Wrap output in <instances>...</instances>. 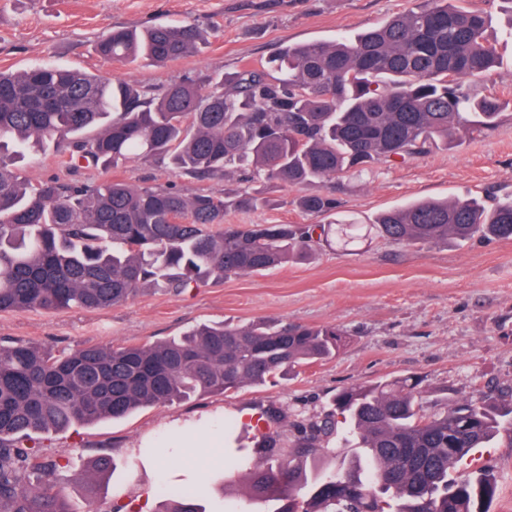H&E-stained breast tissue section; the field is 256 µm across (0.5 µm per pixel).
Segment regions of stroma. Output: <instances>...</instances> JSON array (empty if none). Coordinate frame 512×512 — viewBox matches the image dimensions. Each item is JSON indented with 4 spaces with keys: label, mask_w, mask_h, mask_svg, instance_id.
Listing matches in <instances>:
<instances>
[{
    "label": "stroma",
    "mask_w": 512,
    "mask_h": 512,
    "mask_svg": "<svg viewBox=\"0 0 512 512\" xmlns=\"http://www.w3.org/2000/svg\"><path fill=\"white\" fill-rule=\"evenodd\" d=\"M419 0H0V70L51 64L78 68L100 78L144 88L186 76L232 74L274 55L281 46L329 42L337 35L377 27ZM483 10L500 64L491 87L508 99L496 128L462 134L458 144L423 154L404 165H376L317 184L340 206L335 214L303 212L299 189L246 181L228 171L196 178L151 160L73 168L63 152L48 147L19 162L34 181L121 180L134 186L175 187L185 196L224 198L228 224H327L351 219L370 224L388 209L424 199L477 197L486 203L512 195V0H457ZM184 23L203 40L196 53L163 65L140 60L113 63L94 49L118 28ZM261 197L251 211L231 208L242 190ZM255 320L333 324L347 341L339 355L301 369L274 386L245 387L151 407L124 418L105 419L37 435L42 447L65 452L66 491L73 512H110L114 503L133 512H157L158 482H188L183 466L162 463L146 477L142 449L168 442L173 421L195 427L220 448L278 446L293 439L296 418L319 419L333 410L337 391L356 384L412 377L429 409L462 399L512 405V239H473L461 244L396 245L374 238L352 250L322 244L304 261L263 273L224 278L180 294L149 289L101 310L0 312V341L74 351L87 345L152 344L183 335L201 323L247 324ZM102 456L113 470L87 492L82 475ZM492 467L499 490L490 512H512V432L475 449L456 469L458 478ZM220 490H208V512L243 508L241 476L214 470Z\"/></svg>",
    "instance_id": "35a3bbf8"
}]
</instances>
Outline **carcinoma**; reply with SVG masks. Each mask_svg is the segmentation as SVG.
Instances as JSON below:
<instances>
[{
	"label": "carcinoma",
	"mask_w": 512,
	"mask_h": 512,
	"mask_svg": "<svg viewBox=\"0 0 512 512\" xmlns=\"http://www.w3.org/2000/svg\"><path fill=\"white\" fill-rule=\"evenodd\" d=\"M480 10L424 3L367 32L285 45L267 62L216 82L186 77L158 89L106 82L41 65L0 71V312L105 309L150 288L177 294L232 275L306 259L324 238L345 249L379 237L395 244L512 239V198L426 200L372 224H226L224 200L167 186L31 181L14 171L55 141L67 163L152 159L198 178L245 167L255 179L301 188L376 163L405 164L463 132H489L502 98L473 97L499 64ZM191 25L120 28L96 44L114 63L187 56ZM263 200L243 191L232 206ZM300 209L334 213L336 198L307 193ZM346 333L334 325H200L145 345L66 352L23 339L0 344V512H73L60 478L62 452L33 436L122 418L194 395L259 386L334 358ZM334 412L293 423L291 448L268 446L261 467L242 462L248 512H489L490 469L453 477L475 448L512 426V409L459 400L427 413L410 377L339 390ZM356 441L350 457L329 444ZM101 458L85 473L104 478ZM163 512H207L204 486L160 484Z\"/></svg>",
	"instance_id": "obj_1"
}]
</instances>
